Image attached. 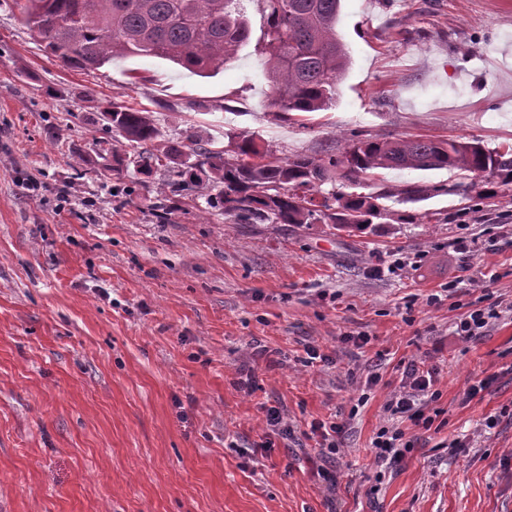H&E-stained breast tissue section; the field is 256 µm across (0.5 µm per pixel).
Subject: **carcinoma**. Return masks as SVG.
Masks as SVG:
<instances>
[{
	"label": "carcinoma",
	"instance_id": "1",
	"mask_svg": "<svg viewBox=\"0 0 512 512\" xmlns=\"http://www.w3.org/2000/svg\"><path fill=\"white\" fill-rule=\"evenodd\" d=\"M20 22L44 51L69 69L93 71L115 59L151 57L198 75L216 73L250 39L244 0H15ZM263 17L259 61L272 86L268 107L277 115L321 112L336 102L348 53L336 33L341 0H250ZM112 131L137 148L112 153L119 166L164 172L158 207L195 191L209 208L242 224H332L340 231L367 229L391 215L384 201L421 202L439 195L469 196L473 183L380 184L363 192L380 170H458L512 184V144L486 149L479 141L365 138L340 154L280 157L241 134L223 147L207 141L185 154L163 142L147 110L114 102ZM238 160L232 162L227 155ZM331 183V189L323 185Z\"/></svg>",
	"mask_w": 512,
	"mask_h": 512
}]
</instances>
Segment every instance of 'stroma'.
<instances>
[{
    "mask_svg": "<svg viewBox=\"0 0 512 512\" xmlns=\"http://www.w3.org/2000/svg\"><path fill=\"white\" fill-rule=\"evenodd\" d=\"M18 17L0 0V512H512V313L455 332L512 301V188L395 202L365 233L238 224L201 197L158 211L160 173L113 172L99 146L115 102L174 142L247 132L280 155L511 143L512 0H342L349 66L302 126L270 112L254 44L210 78L150 57L84 72ZM420 361L435 427L404 422L412 451L378 472L386 402ZM337 413L331 491L309 424ZM500 305H494L487 308H478L471 311L464 319L457 324L456 334L463 340H472L476 336H482L484 329L487 328L491 320L499 318L500 312L495 308Z\"/></svg>",
    "mask_w": 512,
    "mask_h": 512,
    "instance_id": "stroma-1",
    "label": "stroma"
}]
</instances>
